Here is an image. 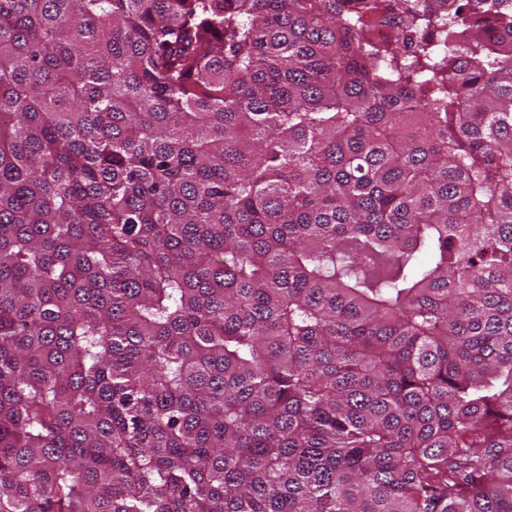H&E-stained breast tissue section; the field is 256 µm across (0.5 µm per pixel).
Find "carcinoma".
Masks as SVG:
<instances>
[{
	"label": "carcinoma",
	"instance_id": "carcinoma-1",
	"mask_svg": "<svg viewBox=\"0 0 512 512\" xmlns=\"http://www.w3.org/2000/svg\"><path fill=\"white\" fill-rule=\"evenodd\" d=\"M0 512H512V0H0Z\"/></svg>",
	"mask_w": 512,
	"mask_h": 512
}]
</instances>
